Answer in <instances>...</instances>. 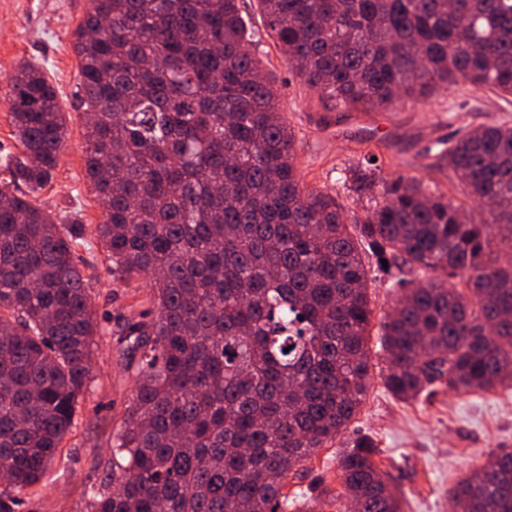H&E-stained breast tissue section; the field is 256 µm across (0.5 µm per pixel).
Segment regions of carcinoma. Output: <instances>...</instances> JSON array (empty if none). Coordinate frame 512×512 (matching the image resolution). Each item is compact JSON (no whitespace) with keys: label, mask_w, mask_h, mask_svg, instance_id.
I'll return each mask as SVG.
<instances>
[{"label":"carcinoma","mask_w":512,"mask_h":512,"mask_svg":"<svg viewBox=\"0 0 512 512\" xmlns=\"http://www.w3.org/2000/svg\"><path fill=\"white\" fill-rule=\"evenodd\" d=\"M266 34L332 107L384 109L463 79L512 95V0H256ZM240 0H90L74 32L85 177L112 272L150 274L152 308L120 341L136 394L112 445L120 490L86 512H288L283 493L369 388L363 254L428 276L385 317L384 385L407 401L512 384V126L440 152L477 223L422 180L348 171L350 215L302 182L279 93ZM20 153L0 187V512H17L72 431L100 326L74 251L85 225L33 203L66 139L40 68L8 76ZM462 275L465 288L448 286ZM360 439L338 457L355 512H401ZM454 512H512V452L473 468Z\"/></svg>","instance_id":"carcinoma-1"}]
</instances>
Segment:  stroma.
Here are the masks:
<instances>
[{
	"label": "stroma",
	"mask_w": 512,
	"mask_h": 512,
	"mask_svg": "<svg viewBox=\"0 0 512 512\" xmlns=\"http://www.w3.org/2000/svg\"><path fill=\"white\" fill-rule=\"evenodd\" d=\"M87 8V0H0V159L19 151L6 78L20 64L35 63L57 90L67 138L54 178L34 202L59 219L76 218L84 224L85 239L76 254L86 264L101 327L93 381L81 413L36 493L19 512H85L88 491L111 482L112 443L136 387L135 359L116 333L150 306L148 279H119L97 243L96 226L104 214L84 179L85 127L75 96L80 75L72 46ZM254 50L280 92L295 135V163L307 186L339 194L349 211L362 214L368 202L345 189L342 171L374 155L383 175L417 177L445 192L449 202L464 206L476 220H487L483 205L466 196L439 153L469 127L512 125V97L462 81L417 104L382 111L330 108L296 76L271 38L262 37ZM365 263L373 279L368 392L347 431L313 455L302 473L289 475L285 491L320 496L324 512H336L342 490L337 456L353 440L368 436L378 448L376 463L393 477L403 512H449L450 489L475 464L512 450V386L463 395L443 392L410 402L395 399L383 383L387 360L379 332L401 291L374 256H366Z\"/></svg>",
	"instance_id": "stroma-1"
}]
</instances>
